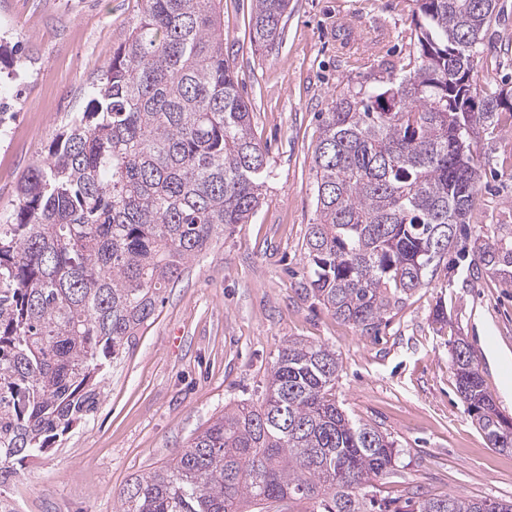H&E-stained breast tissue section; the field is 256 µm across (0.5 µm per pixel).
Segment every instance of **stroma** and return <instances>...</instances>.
Listing matches in <instances>:
<instances>
[{
	"label": "stroma",
	"mask_w": 512,
	"mask_h": 512,
	"mask_svg": "<svg viewBox=\"0 0 512 512\" xmlns=\"http://www.w3.org/2000/svg\"><path fill=\"white\" fill-rule=\"evenodd\" d=\"M250 4L221 0L220 15L224 54L266 153L261 204L163 289L154 318L101 376L95 412L0 488L14 512H113L127 482L169 462L225 407L261 399L289 338L335 350L337 404L395 441L382 497L512 498V454L491 448L473 423L451 359L465 338L486 392L512 418V282L477 271L470 249L488 225L512 224V115L478 132L486 176L457 247L376 334L363 333L295 291L316 217L313 156L333 100L414 70L416 2L290 0L279 42L259 51ZM142 11L143 0H0L1 213L84 110ZM476 70L483 88H512V0H497Z\"/></svg>",
	"instance_id": "1"
}]
</instances>
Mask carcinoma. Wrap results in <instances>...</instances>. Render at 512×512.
Returning <instances> with one entry per match:
<instances>
[{
	"instance_id": "obj_1",
	"label": "carcinoma",
	"mask_w": 512,
	"mask_h": 512,
	"mask_svg": "<svg viewBox=\"0 0 512 512\" xmlns=\"http://www.w3.org/2000/svg\"><path fill=\"white\" fill-rule=\"evenodd\" d=\"M251 41L271 48L289 0H253ZM415 71L332 102L314 151L317 217L300 295L365 333L429 284L481 188L468 129L512 112L474 55L496 0H416ZM221 0H144L89 100L0 216V486L92 414L98 377L215 236L245 224L268 177L251 112L224 56ZM483 269L512 281V225L477 235ZM457 391L489 444L512 424L471 346L452 347ZM339 358L289 339L263 398L224 408L172 461L132 480L115 512H512V501L406 499L395 441L336 405Z\"/></svg>"
}]
</instances>
